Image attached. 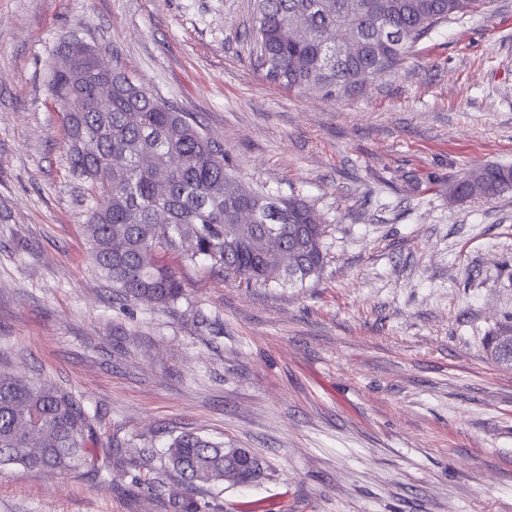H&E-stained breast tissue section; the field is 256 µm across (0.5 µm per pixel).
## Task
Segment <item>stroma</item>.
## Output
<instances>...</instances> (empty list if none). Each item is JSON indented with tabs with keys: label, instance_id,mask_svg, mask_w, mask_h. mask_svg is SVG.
<instances>
[{
	"label": "stroma",
	"instance_id": "1",
	"mask_svg": "<svg viewBox=\"0 0 512 512\" xmlns=\"http://www.w3.org/2000/svg\"><path fill=\"white\" fill-rule=\"evenodd\" d=\"M254 0H0V372L71 392L102 468L0 470V512H512V0H486L350 97L250 63ZM193 113L250 186L329 224L321 273L248 288L166 263L186 300L124 301L84 234L93 201L47 93L70 34ZM191 431L266 477L188 486ZM512 190V166L492 165L465 172L448 186V195L464 201L472 197L491 199Z\"/></svg>",
	"mask_w": 512,
	"mask_h": 512
}]
</instances>
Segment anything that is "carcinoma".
I'll list each match as a JSON object with an SVG mask.
<instances>
[{"label": "carcinoma", "instance_id": "carcinoma-1", "mask_svg": "<svg viewBox=\"0 0 512 512\" xmlns=\"http://www.w3.org/2000/svg\"><path fill=\"white\" fill-rule=\"evenodd\" d=\"M480 0H254L251 64L273 83L350 96L399 66L408 50L439 25L478 8ZM392 31L383 40L377 22ZM112 83V107L95 108L98 84ZM48 90L63 112L68 156L92 193L107 195L93 209L86 232L96 266L127 300L148 297L166 307L185 298L160 254L194 243L186 254L248 287L282 276L304 283L325 265L327 225L298 196L251 188L236 176L224 147L191 114L155 95L119 68L102 73L83 56L76 70L51 68ZM138 113L131 122L128 114ZM153 154L142 167L138 155ZM122 159L111 164V158ZM512 190V166L465 172L449 197L491 199ZM166 223L156 221L158 212ZM249 213L252 223H240ZM266 236L282 253L303 247L295 269L274 272L281 259L255 250ZM494 354L512 361V338L495 337ZM92 419L68 392L48 383L0 374V467L70 471L94 465ZM172 469L190 485L223 481L224 445L195 433L167 449Z\"/></svg>", "mask_w": 512, "mask_h": 512}]
</instances>
